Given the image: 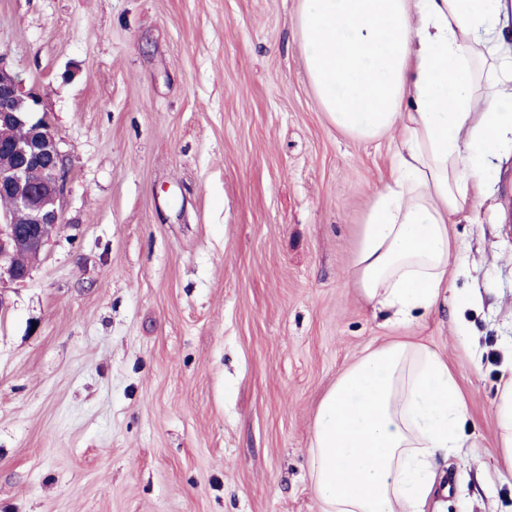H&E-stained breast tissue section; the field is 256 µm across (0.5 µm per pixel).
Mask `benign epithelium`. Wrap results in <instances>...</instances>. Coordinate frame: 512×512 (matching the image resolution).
Masks as SVG:
<instances>
[{
	"label": "benign epithelium",
	"instance_id": "obj_1",
	"mask_svg": "<svg viewBox=\"0 0 512 512\" xmlns=\"http://www.w3.org/2000/svg\"><path fill=\"white\" fill-rule=\"evenodd\" d=\"M31 103L25 112L20 104ZM40 101L35 92L22 90L18 74L0 53V131L21 129L20 139L0 138V196H9L15 210L0 225V274L23 281L32 267L18 268L21 255L40 256L62 223L59 200L68 176L65 155L46 116L35 117Z\"/></svg>",
	"mask_w": 512,
	"mask_h": 512
}]
</instances>
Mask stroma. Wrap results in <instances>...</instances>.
<instances>
[{"instance_id":"obj_1","label":"stroma","mask_w":512,"mask_h":512,"mask_svg":"<svg viewBox=\"0 0 512 512\" xmlns=\"http://www.w3.org/2000/svg\"><path fill=\"white\" fill-rule=\"evenodd\" d=\"M298 8L0 0V52L70 170L30 277L0 280V512H320L318 403L402 335L447 359L469 411L428 512H512V151L451 227L468 305L384 324L350 262L396 146L330 120ZM498 397L499 448L507 472L512 476V364L500 377Z\"/></svg>"}]
</instances>
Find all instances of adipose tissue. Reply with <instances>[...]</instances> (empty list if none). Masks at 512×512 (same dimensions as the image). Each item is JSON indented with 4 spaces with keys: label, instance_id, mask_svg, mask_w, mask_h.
<instances>
[{
    "label": "adipose tissue",
    "instance_id": "adipose-tissue-1",
    "mask_svg": "<svg viewBox=\"0 0 512 512\" xmlns=\"http://www.w3.org/2000/svg\"><path fill=\"white\" fill-rule=\"evenodd\" d=\"M309 77L337 128L399 133L365 216L351 276L407 327L440 301L464 247L449 234L512 144V0H301ZM499 447L512 474V368L500 377ZM468 408L447 362L407 336L370 349L321 399L308 467L322 512H424L437 457L464 442Z\"/></svg>",
    "mask_w": 512,
    "mask_h": 512
}]
</instances>
